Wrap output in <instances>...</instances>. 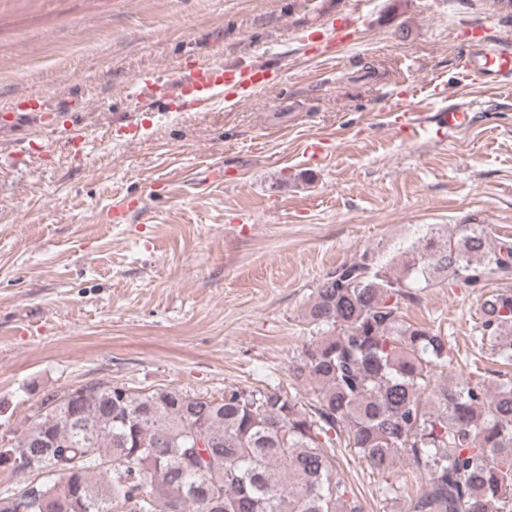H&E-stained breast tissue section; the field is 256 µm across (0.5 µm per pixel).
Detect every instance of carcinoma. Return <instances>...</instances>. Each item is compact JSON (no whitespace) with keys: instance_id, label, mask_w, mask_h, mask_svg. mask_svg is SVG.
Segmentation results:
<instances>
[{"instance_id":"carcinoma-1","label":"carcinoma","mask_w":512,"mask_h":512,"mask_svg":"<svg viewBox=\"0 0 512 512\" xmlns=\"http://www.w3.org/2000/svg\"><path fill=\"white\" fill-rule=\"evenodd\" d=\"M512 274V242L484 224H431L383 259L372 250L323 278L303 313L309 342L279 390L221 399L98 381L44 395L0 447L33 467L0 512H364L336 467L352 448L390 473L428 475L411 512H512V375L456 377L448 337L403 318L425 288H484ZM481 339L512 364V292L482 294Z\"/></svg>"}]
</instances>
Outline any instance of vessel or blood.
<instances>
[{
    "label": "vessel or blood",
    "mask_w": 512,
    "mask_h": 512,
    "mask_svg": "<svg viewBox=\"0 0 512 512\" xmlns=\"http://www.w3.org/2000/svg\"><path fill=\"white\" fill-rule=\"evenodd\" d=\"M353 31L348 24L333 25L321 35H307L306 44L313 56H323L325 48L350 42ZM462 43L471 51L467 59L469 75L478 78L486 87H494L499 78L512 74V44L493 39L485 31L466 28ZM278 72L271 67H224L211 63H198L172 75L147 72L135 76L129 84V93L137 102L166 101L174 112H207L230 103L236 106L248 102L259 90L274 86ZM444 91L433 85L428 105H407L398 99L392 106L394 123L409 140L430 136L444 141L462 130L471 120L466 104L442 105ZM45 108L43 94L34 93L19 102L14 111L0 114V122L15 123L20 113L40 112Z\"/></svg>",
    "instance_id": "vessel-or-blood-1"
}]
</instances>
